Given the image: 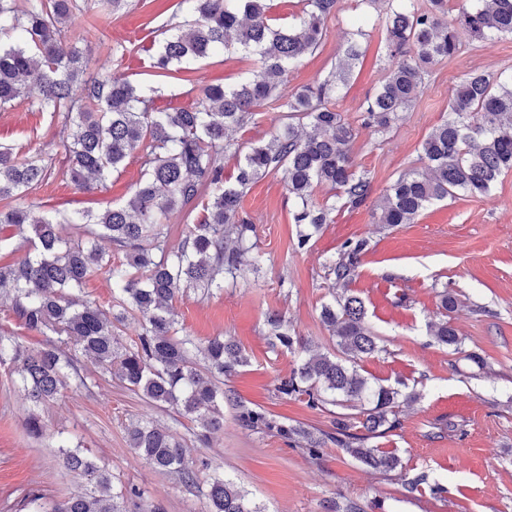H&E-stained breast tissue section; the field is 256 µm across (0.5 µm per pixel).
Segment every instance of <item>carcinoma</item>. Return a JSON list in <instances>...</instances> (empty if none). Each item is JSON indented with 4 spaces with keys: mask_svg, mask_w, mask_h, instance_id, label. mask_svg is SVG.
Segmentation results:
<instances>
[{
    "mask_svg": "<svg viewBox=\"0 0 512 512\" xmlns=\"http://www.w3.org/2000/svg\"><path fill=\"white\" fill-rule=\"evenodd\" d=\"M127 0H0V109L26 102L71 129L58 171L42 154L0 143V250L19 236L28 243L24 257L0 264V296L24 328L43 337V346L29 350L0 336V363L8 360L19 388L33 408L25 422L38 436L42 426L36 409L50 404L64 388L68 369L74 385L89 389L77 367L80 352L101 373L158 407L178 409L196 423V439L206 441L224 427V378L249 364L232 339L205 340L179 334L173 301L188 289L210 292L224 288L259 266L253 254L255 226L240 216L244 189L272 172H282L288 194L298 203L294 223L304 248L312 234L333 223L336 200L351 208L365 204L369 179L355 169L354 129L336 110L338 83L346 69L301 87L280 104L285 122L267 141L247 150L234 138L273 98L288 73L312 53L325 36L326 20L339 0H304L298 21L288 28L268 23L267 0H180L185 15L174 33L148 49L149 68L156 77L187 72L190 66L224 51L229 33L247 53L258 56L259 69L236 84L199 87L187 107H160L159 88L137 86L112 76L88 72V60L67 34L73 11L110 15ZM448 0H393L384 19L388 75L366 102L362 123L389 129L407 111L423 82L427 66L460 52L457 28L475 41L512 36V0H471L459 10L457 26L448 25ZM139 150L142 179L122 205L98 212L73 213L67 222L79 227L64 239L60 221L23 200L29 190L52 174L78 191L104 188L120 171L129 153ZM428 173L401 175L383 195L378 223L412 224L428 205L458 192L487 194L498 178L512 171V82L487 71H473L456 86L448 118L423 141ZM236 157L234 181L224 180V156ZM333 195L313 200L315 188ZM200 209L201 218L186 225L176 247L169 246L168 224L176 214ZM112 249L103 250L97 241ZM367 240H350L330 265L343 293L321 309V320L333 337V350L314 349L288 331L284 316L269 315L270 344L303 352L291 373L279 380L278 391L305 400L307 407H341L334 431L322 432L274 420L261 408L238 403L239 420L250 430H276L285 439L298 437L310 456L330 441L362 465L383 474H400L408 491L424 487L435 496L445 492L421 472H405L397 451L369 440L401 426L402 407L417 394L371 384L360 362L380 351L379 337L367 320L364 301L347 284L355 276ZM103 272L116 290V307L103 309L75 291ZM132 315L141 333L122 344L117 325ZM443 345H459L458 333L446 320L430 326ZM130 448L156 470L173 473L189 488L198 483L199 468L182 440L168 428L147 421L126 427ZM65 467L86 480L83 492L35 512H124L111 493L112 474L79 447L58 445ZM203 495L207 512H265L246 492L222 474H214Z\"/></svg>",
    "mask_w": 512,
    "mask_h": 512,
    "instance_id": "1",
    "label": "carcinoma"
}]
</instances>
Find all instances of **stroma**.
<instances>
[{"instance_id": "obj_1", "label": "stroma", "mask_w": 512, "mask_h": 512, "mask_svg": "<svg viewBox=\"0 0 512 512\" xmlns=\"http://www.w3.org/2000/svg\"><path fill=\"white\" fill-rule=\"evenodd\" d=\"M387 7L386 0L374 7L340 0L318 49L291 70L278 100L237 133L245 146L269 139L283 119L280 101L335 70L348 40L357 39L362 55L337 93L336 108L355 130L354 163L372 186L367 202L337 209L333 223L298 250L295 202L281 173L266 175L246 189L241 202L243 216L256 228L260 270L225 281L223 290L210 296L187 292L173 307L190 335L230 336L248 354L249 365L225 378V389L278 421L332 431L328 411L277 392L279 378L289 374L296 356L270 345L266 317L280 311L290 333L331 347L319 318L322 304L333 300L326 265L338 258L346 241L367 239L369 250L349 287L363 299L382 350L362 367L381 384L403 383L419 395L403 413L401 427L377 443L397 449L410 474L427 473L445 494L406 495L397 476L366 471L331 442L318 458H309L276 432L241 426L230 405L224 408L223 430L199 443L194 424L175 409L147 403L88 363L83 369L92 381L90 390L64 388L55 403L40 410L42 434L34 437L24 424L28 405L5 363L0 365V512H30L27 496L33 491L53 503L83 487V478L66 469L57 454L63 437L105 465L114 487L140 488V506H128L127 512H149L154 506L163 512H205L197 489L153 469L129 447L124 427L134 418L170 428L200 463V479L224 473L266 512H325L329 501L342 498L364 506L380 499L385 512H512V171L500 176L489 195L460 193L435 202L413 224L379 223L377 209L400 174L424 172L421 144L447 117L456 85L475 69L512 74V36L481 43L460 32V55L429 66L410 109L379 133L364 127L361 115L387 75L380 21ZM181 17L179 0H128L127 8L111 17L74 12L69 33L82 38L93 72L149 85L148 57L139 47L149 44L152 32H164ZM357 29L362 32L358 38L353 35ZM258 66L257 56L229 47L194 64L188 79H167L163 100L190 105L195 100L190 85L232 84ZM67 135L61 121L29 104L0 111V141L40 151L52 166L64 157ZM142 173L135 151L106 189L83 193L53 176L26 200L47 212L99 211L123 204ZM444 291L456 300L449 314L461 338L456 347L435 343L427 332Z\"/></svg>"}]
</instances>
